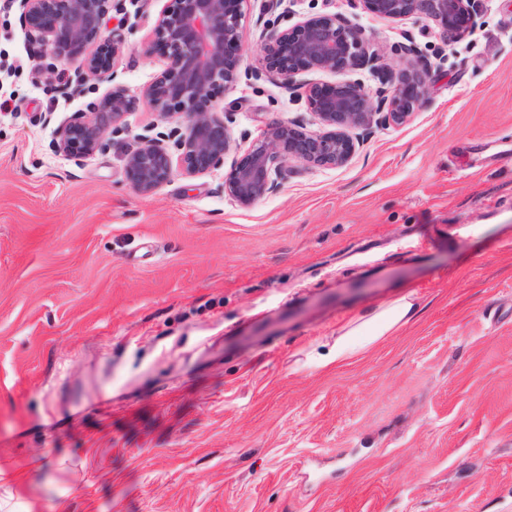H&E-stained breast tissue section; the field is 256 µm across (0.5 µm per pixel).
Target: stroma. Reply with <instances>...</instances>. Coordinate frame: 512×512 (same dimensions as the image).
<instances>
[{
  "mask_svg": "<svg viewBox=\"0 0 512 512\" xmlns=\"http://www.w3.org/2000/svg\"><path fill=\"white\" fill-rule=\"evenodd\" d=\"M164 3L116 15L130 95L165 66L144 52ZM293 9L357 20L393 70L413 41L432 92L347 165L297 168L242 207L223 168L131 188L134 135L184 125L144 106L106 149L57 153L58 125L107 87L64 93L73 68L49 77L0 0V512H512V0L448 45L349 0ZM258 13L215 101L236 110L225 165L265 123L316 127L255 75ZM410 292L415 321L316 366L341 327Z\"/></svg>",
  "mask_w": 512,
  "mask_h": 512,
  "instance_id": "35a3bbf8",
  "label": "stroma"
}]
</instances>
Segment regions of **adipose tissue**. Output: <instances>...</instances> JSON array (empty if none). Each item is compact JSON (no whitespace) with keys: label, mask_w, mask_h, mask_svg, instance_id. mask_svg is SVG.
I'll return each instance as SVG.
<instances>
[{"label":"adipose tissue","mask_w":512,"mask_h":512,"mask_svg":"<svg viewBox=\"0 0 512 512\" xmlns=\"http://www.w3.org/2000/svg\"><path fill=\"white\" fill-rule=\"evenodd\" d=\"M419 306L413 294H405L386 306L373 309L369 316L359 317L356 324L346 329L330 351L328 362L343 363L354 357L360 349L393 335L400 327L411 322Z\"/></svg>","instance_id":"obj_1"}]
</instances>
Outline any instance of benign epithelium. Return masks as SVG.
Returning a JSON list of instances; mask_svg holds the SVG:
<instances>
[{"instance_id":"benign-epithelium-1","label":"benign epithelium","mask_w":512,"mask_h":512,"mask_svg":"<svg viewBox=\"0 0 512 512\" xmlns=\"http://www.w3.org/2000/svg\"><path fill=\"white\" fill-rule=\"evenodd\" d=\"M248 0H165L156 18L153 43L166 54L165 68L141 97L116 83L115 61L123 54L121 26H108L116 0H19L20 19L32 45L58 62H79L76 81L110 83L88 111L75 112L56 130V150L79 161L101 150L107 135L125 125L127 115L146 104L161 120L185 121V132L170 140L140 134L124 154V169L139 194L156 193L176 176L193 178L224 165L233 147L229 124L233 109L217 111L213 99L233 88L241 58L226 45L242 37L243 5ZM485 0H353L356 9L381 20L417 17L430 23L449 44L472 32L474 16ZM294 0H261V57L258 73L305 98L319 128L296 121L267 123L246 150V162L232 164L224 175V194L251 206L275 192L299 165L336 168L356 148L354 131L370 134L409 122L429 99L432 64L412 45H394L414 62L398 70L378 65L373 35L342 13L301 16L289 26ZM282 12H277V9ZM277 13L273 19L264 16ZM369 70L381 75L380 86L338 80L322 86L297 80L301 72L343 74Z\"/></svg>"}]
</instances>
